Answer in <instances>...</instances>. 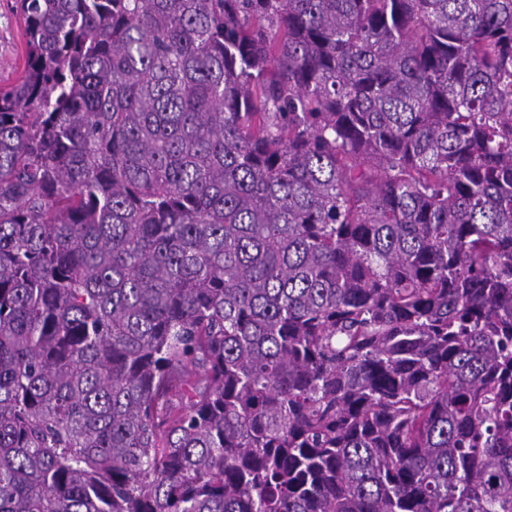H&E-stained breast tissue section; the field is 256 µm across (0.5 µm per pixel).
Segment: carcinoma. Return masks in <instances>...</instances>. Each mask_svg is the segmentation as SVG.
I'll return each mask as SVG.
<instances>
[{"label": "carcinoma", "mask_w": 512, "mask_h": 512, "mask_svg": "<svg viewBox=\"0 0 512 512\" xmlns=\"http://www.w3.org/2000/svg\"><path fill=\"white\" fill-rule=\"evenodd\" d=\"M0 512H512V0H19Z\"/></svg>", "instance_id": "1"}]
</instances>
